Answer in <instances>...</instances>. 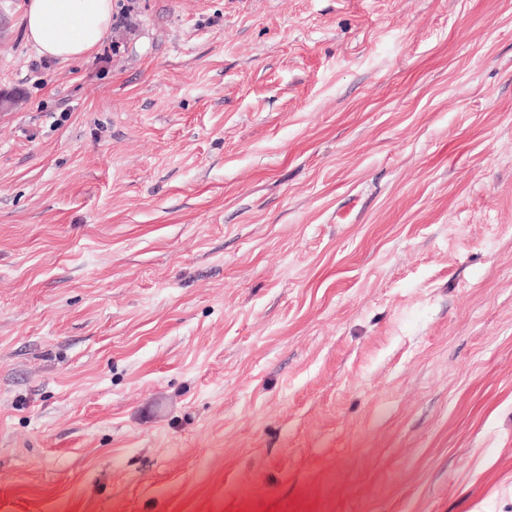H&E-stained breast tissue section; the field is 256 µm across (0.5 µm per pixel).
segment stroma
<instances>
[{
  "instance_id": "stroma-1",
  "label": "stroma",
  "mask_w": 512,
  "mask_h": 512,
  "mask_svg": "<svg viewBox=\"0 0 512 512\" xmlns=\"http://www.w3.org/2000/svg\"><path fill=\"white\" fill-rule=\"evenodd\" d=\"M0 0V512H512V0ZM27 1L26 38L45 57L87 59L112 25V0Z\"/></svg>"
}]
</instances>
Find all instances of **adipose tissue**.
I'll return each mask as SVG.
<instances>
[{
    "instance_id": "adipose-tissue-1",
    "label": "adipose tissue",
    "mask_w": 512,
    "mask_h": 512,
    "mask_svg": "<svg viewBox=\"0 0 512 512\" xmlns=\"http://www.w3.org/2000/svg\"><path fill=\"white\" fill-rule=\"evenodd\" d=\"M112 18V0H28L26 38L43 56L83 60L101 44Z\"/></svg>"
}]
</instances>
